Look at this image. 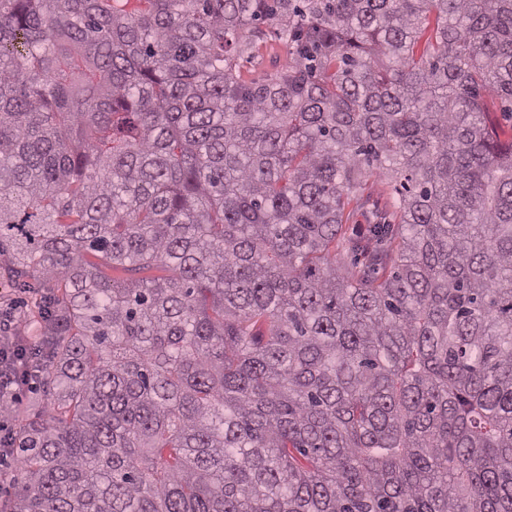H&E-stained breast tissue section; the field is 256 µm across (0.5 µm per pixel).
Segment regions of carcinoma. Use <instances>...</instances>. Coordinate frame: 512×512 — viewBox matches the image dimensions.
<instances>
[{
	"label": "carcinoma",
	"instance_id": "1",
	"mask_svg": "<svg viewBox=\"0 0 512 512\" xmlns=\"http://www.w3.org/2000/svg\"><path fill=\"white\" fill-rule=\"evenodd\" d=\"M488 97L512 0H0V250L65 288L10 512H512ZM260 28L264 37L263 48L259 55L247 51L241 56L239 62L243 76L257 77L288 61V45L283 39L281 27L276 22L268 21ZM384 178L373 177L370 179L364 195L370 194V204H376L379 209L391 211V198L388 195L389 187Z\"/></svg>",
	"mask_w": 512,
	"mask_h": 512
}]
</instances>
